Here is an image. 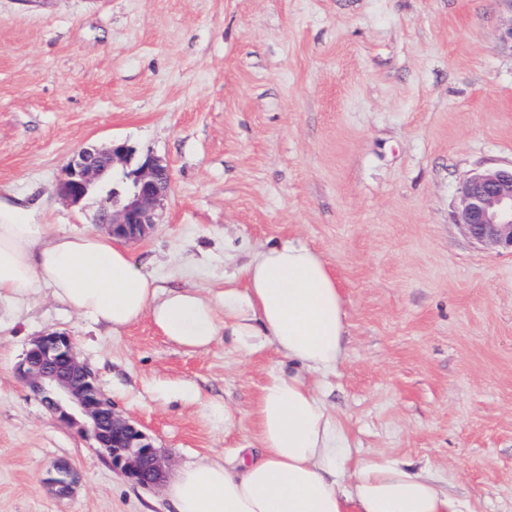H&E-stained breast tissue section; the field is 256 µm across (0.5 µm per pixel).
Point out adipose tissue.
I'll return each mask as SVG.
<instances>
[{
    "label": "adipose tissue",
    "mask_w": 512,
    "mask_h": 512,
    "mask_svg": "<svg viewBox=\"0 0 512 512\" xmlns=\"http://www.w3.org/2000/svg\"><path fill=\"white\" fill-rule=\"evenodd\" d=\"M242 276L215 299L167 292L110 235L0 214V303L46 290L115 333L147 316L193 351L224 334L243 354L268 342L286 359L252 410L258 454L181 467L166 489L175 512H461L431 476L383 454L354 457L347 421L308 382L336 368L347 332L344 293L322 256L288 241L258 250Z\"/></svg>",
    "instance_id": "adipose-tissue-1"
}]
</instances>
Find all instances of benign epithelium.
Listing matches in <instances>:
<instances>
[{
    "label": "benign epithelium",
    "mask_w": 512,
    "mask_h": 512,
    "mask_svg": "<svg viewBox=\"0 0 512 512\" xmlns=\"http://www.w3.org/2000/svg\"><path fill=\"white\" fill-rule=\"evenodd\" d=\"M108 181L112 198L101 199L96 223L114 238L146 237L171 191L169 166L153 155L137 153L125 142L85 148L62 169L56 193L77 205ZM454 218L482 247L512 253V164L463 178L457 187ZM17 373L59 423L76 426L94 440L113 471L142 486L163 480L167 459L147 434L115 411L93 370L80 359L71 336L56 330L36 336ZM48 483L57 495L67 496L76 483L75 471L58 462L49 471Z\"/></svg>",
    "instance_id": "obj_1"
}]
</instances>
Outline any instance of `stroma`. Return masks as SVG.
I'll list each match as a JSON object with an SVG mask.
<instances>
[{
  "instance_id": "35a3bbf8",
  "label": "stroma",
  "mask_w": 512,
  "mask_h": 512,
  "mask_svg": "<svg viewBox=\"0 0 512 512\" xmlns=\"http://www.w3.org/2000/svg\"><path fill=\"white\" fill-rule=\"evenodd\" d=\"M113 140L172 171L158 224L129 245L143 271L214 297L264 246L313 248L348 322L315 383L355 456L512 512V255L452 220L465 176L512 163V0H0V213L95 229L98 194L66 205L57 178ZM47 329L170 470L257 448L272 347L191 352L147 317L114 334L45 291L0 314V512H169L163 486L113 472L20 381ZM58 460L80 475L64 498L46 484Z\"/></svg>"
}]
</instances>
